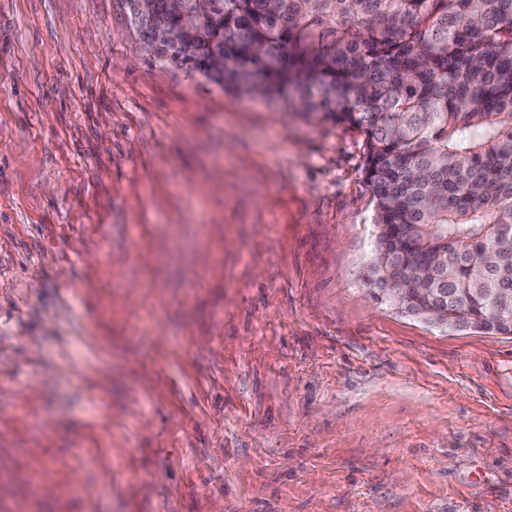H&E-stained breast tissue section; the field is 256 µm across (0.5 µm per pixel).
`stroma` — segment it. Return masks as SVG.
<instances>
[{
  "instance_id": "35a3bbf8",
  "label": "stroma",
  "mask_w": 512,
  "mask_h": 512,
  "mask_svg": "<svg viewBox=\"0 0 512 512\" xmlns=\"http://www.w3.org/2000/svg\"><path fill=\"white\" fill-rule=\"evenodd\" d=\"M0 0V512H512V335L369 282L363 136Z\"/></svg>"
}]
</instances>
